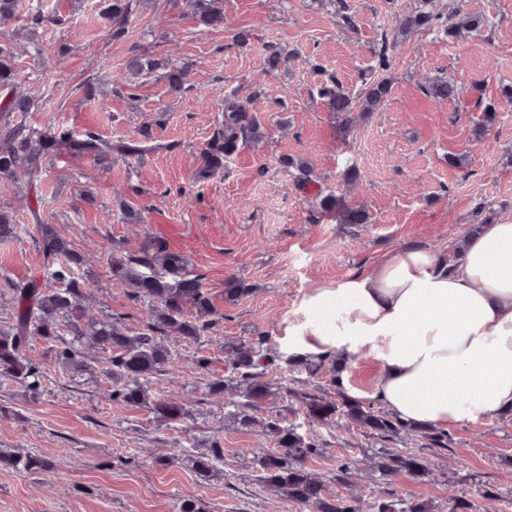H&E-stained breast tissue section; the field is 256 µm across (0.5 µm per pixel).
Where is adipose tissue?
Instances as JSON below:
<instances>
[{"instance_id":"obj_1","label":"adipose tissue","mask_w":512,"mask_h":512,"mask_svg":"<svg viewBox=\"0 0 512 512\" xmlns=\"http://www.w3.org/2000/svg\"><path fill=\"white\" fill-rule=\"evenodd\" d=\"M288 334L305 356H371L375 398L405 423L512 414V220L483 225L458 259L412 244L314 288Z\"/></svg>"}]
</instances>
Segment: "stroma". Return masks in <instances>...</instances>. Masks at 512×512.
<instances>
[{
    "label": "stroma",
    "instance_id": "1",
    "mask_svg": "<svg viewBox=\"0 0 512 512\" xmlns=\"http://www.w3.org/2000/svg\"><path fill=\"white\" fill-rule=\"evenodd\" d=\"M224 23L205 26L189 0H133L124 32L105 16L107 0H19L0 24V42H16L13 64L35 105L27 123L39 130L88 132L115 142L149 144L139 157L76 159L60 153L38 181L0 179V210L12 215L17 238L0 242V327L9 318L13 286L44 274L38 223L54 225L86 255L88 305L141 327L145 309L113 281L99 248L104 237L138 247L142 233L182 255L210 295L214 324L200 341L167 337L178 352L175 371L153 378L152 399L183 403L182 426L112 400L103 370L77 375L55 366L48 344L31 340L27 355L44 364L43 390L0 380V450L50 459V479L0 466V512H177L198 499L205 512H298L256 479L253 451L261 419L289 416L284 395L241 426L208 393L224 372V347L262 337L288 352V322L314 287L332 286L367 269L384 253L410 244L455 255L482 224L512 219V0H216ZM428 7L480 19L468 34L443 30L400 34L403 15ZM39 11L48 21L31 27ZM387 38L389 62L371 49ZM283 61L271 69L268 59ZM152 62L119 83L130 58ZM188 69L182 99L167 91L166 73ZM382 71L390 96L375 111L347 122L319 90L336 80L360 88L363 74ZM462 83L458 99L439 102L424 90L430 78ZM254 99L264 132L241 146L223 169L202 180L200 152L215 136L229 95ZM307 162L311 185L300 186L289 160ZM333 194L369 212L366 224H341L318 206ZM247 296L226 301L229 279ZM208 358L200 367L199 358ZM378 366L354 360L343 387L331 372L315 377L283 368L271 383L373 399ZM320 451L307 461L329 496L361 497L365 512L391 501L427 503L448 512V498L512 512V417L464 423L447 431V448L384 442L348 420L321 426ZM219 445L223 459L199 477L191 454ZM384 451L420 454L430 476L401 472L385 479L366 468ZM348 459L362 461L354 486L341 479Z\"/></svg>",
    "mask_w": 512,
    "mask_h": 512
}]
</instances>
